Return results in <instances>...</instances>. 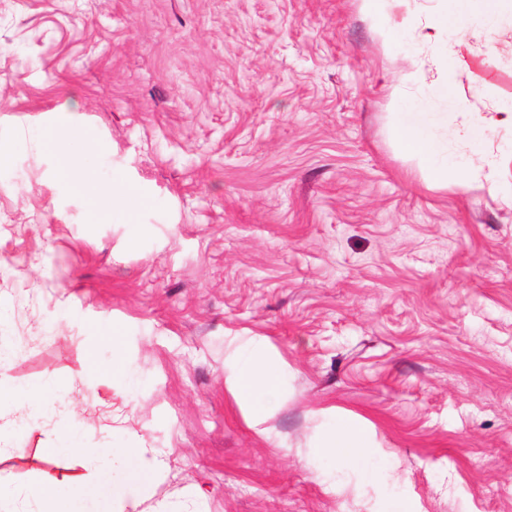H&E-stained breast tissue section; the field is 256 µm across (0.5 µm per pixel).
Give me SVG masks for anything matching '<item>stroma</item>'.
I'll list each match as a JSON object with an SVG mask.
<instances>
[{
  "label": "stroma",
  "instance_id": "stroma-1",
  "mask_svg": "<svg viewBox=\"0 0 512 512\" xmlns=\"http://www.w3.org/2000/svg\"><path fill=\"white\" fill-rule=\"evenodd\" d=\"M443 7L387 0L388 39L360 0H0V476L72 512L134 447L160 467L122 512H512V128L453 133L512 111V8L419 41ZM424 104L442 186L392 133ZM342 418L374 480L324 452ZM490 117L470 118L460 123L457 128L458 137L472 146H478L484 130L490 125H510L512 127V112H497ZM81 130L73 126H67L47 134L48 143L65 156L57 169L55 176L71 185L78 186L84 176L85 159L70 151L75 145H84L86 140L81 135ZM99 200L109 201L113 204V209L117 208L126 214H131L138 204L137 196L131 194L125 184L117 177L105 183L98 193ZM234 390L242 399L249 402L255 414L266 411L278 394L277 373L260 363H249L238 373Z\"/></svg>",
  "mask_w": 512,
  "mask_h": 512
}]
</instances>
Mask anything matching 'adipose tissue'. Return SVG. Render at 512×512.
I'll return each instance as SVG.
<instances>
[{
	"mask_svg": "<svg viewBox=\"0 0 512 512\" xmlns=\"http://www.w3.org/2000/svg\"><path fill=\"white\" fill-rule=\"evenodd\" d=\"M448 115L444 112L419 110L416 112H397L393 115L392 130L404 153L416 159L433 183L440 184L448 180V152L445 144L438 138L439 128L447 126ZM48 143L64 158L56 171V176L71 185H79L84 176L85 160L72 153L71 148L83 144L84 139L78 128L67 126L49 132ZM234 389L239 397L249 402L255 414H262L278 394L279 377L277 373L259 363L245 365L238 373ZM126 457L132 464L128 481L112 487L92 488L90 481H77L70 486V496L74 501H85L89 496H97L104 501L101 512H112V501H124L130 498L136 484L151 474L159 465L157 458L146 456L141 449L129 448Z\"/></svg>",
	"mask_w": 512,
	"mask_h": 512,
	"instance_id": "obj_1",
	"label": "adipose tissue"
}]
</instances>
